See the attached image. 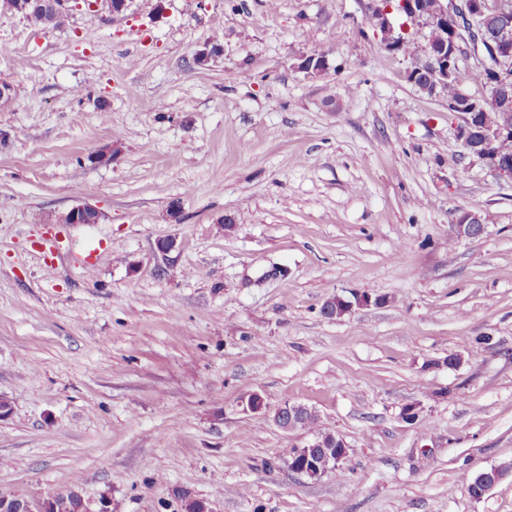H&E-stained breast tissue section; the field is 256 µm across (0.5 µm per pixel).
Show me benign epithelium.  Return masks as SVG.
Returning a JSON list of instances; mask_svg holds the SVG:
<instances>
[{"label":"benign epithelium","mask_w":512,"mask_h":512,"mask_svg":"<svg viewBox=\"0 0 512 512\" xmlns=\"http://www.w3.org/2000/svg\"><path fill=\"white\" fill-rule=\"evenodd\" d=\"M128 0H86L87 10L96 16L118 14L126 9ZM371 15L383 22L380 30L384 47L398 52L402 44L400 37L394 34L389 17L401 14L412 25L421 29H430L440 24L448 25V19L456 23L466 22L473 31L483 30L482 24L493 22L494 29L488 46L494 57L490 67L487 88L490 96L486 99L461 93L464 106L468 111L460 113L458 138L467 154L475 155L485 161L497 175L512 179V162L506 163L497 150V144L512 140V0H433L430 5L424 0H369ZM459 27H454L448 40L433 45L427 41L423 49L420 66L428 69L432 89L448 82L451 71L459 69L460 62L479 48L460 40ZM297 69L310 76H319L327 69L325 58L313 54L298 57ZM477 124L483 134V143L478 151L468 140L469 128ZM121 142L113 140L102 146L89 157L94 164H106L113 161L121 152ZM100 211L87 202L74 205L62 218L65 224L93 225L99 222ZM453 234L458 238H476L485 232L480 215L474 211L461 212L452 225ZM371 303L381 304L383 298L369 294L355 296L348 300L335 296L322 306V314L329 319L342 318L352 313L356 306ZM297 405L284 403L273 415L274 423L283 431L291 432L298 426ZM338 451L320 453L325 444L313 440L301 448L290 452L293 473L308 478H318L327 471L340 467L346 458L347 445L341 437H336ZM0 512H110V500L102 497L97 501L86 498L77 488L71 487L53 498L41 497L30 500L19 496L0 494Z\"/></svg>","instance_id":"benign-epithelium-1"}]
</instances>
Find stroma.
Here are the masks:
<instances>
[{
  "label": "stroma",
  "mask_w": 512,
  "mask_h": 512,
  "mask_svg": "<svg viewBox=\"0 0 512 512\" xmlns=\"http://www.w3.org/2000/svg\"><path fill=\"white\" fill-rule=\"evenodd\" d=\"M411 67L367 0H74L60 29L0 9V493L512 512V473L462 481L512 466V180ZM79 199L99 224L62 223ZM464 210L483 236L452 235ZM360 294L383 302L322 315ZM287 402L344 439L341 472L288 471L312 435L275 425ZM372 299V296L368 294L357 295L355 296L354 301L336 295L335 297L325 301L322 306V314L329 319H338L351 314L354 306H367L372 302L374 304H381L383 302L381 297H375L373 300Z\"/></svg>",
  "instance_id": "stroma-1"
}]
</instances>
